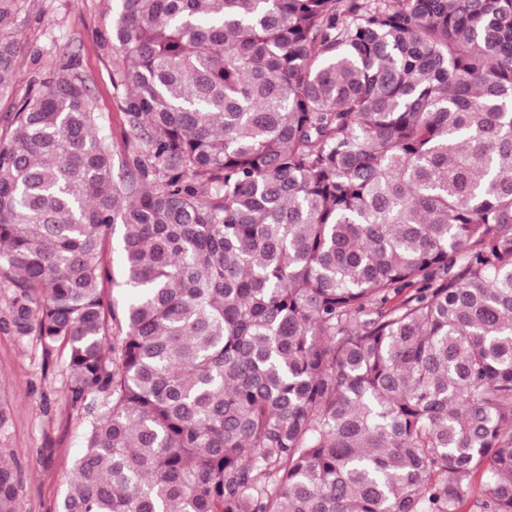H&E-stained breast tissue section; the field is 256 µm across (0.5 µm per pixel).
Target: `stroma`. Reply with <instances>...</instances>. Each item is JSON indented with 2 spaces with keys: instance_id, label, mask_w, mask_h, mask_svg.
Instances as JSON below:
<instances>
[{
  "instance_id": "obj_1",
  "label": "stroma",
  "mask_w": 512,
  "mask_h": 512,
  "mask_svg": "<svg viewBox=\"0 0 512 512\" xmlns=\"http://www.w3.org/2000/svg\"><path fill=\"white\" fill-rule=\"evenodd\" d=\"M9 35L19 43L18 79L0 92V136L43 79L62 72L86 78L98 122L114 151L125 145L122 91L112 85L109 41L117 0H6ZM66 351L44 362L37 336L20 339L0 327V453L20 476V512H58L82 452L85 416L68 399Z\"/></svg>"
}]
</instances>
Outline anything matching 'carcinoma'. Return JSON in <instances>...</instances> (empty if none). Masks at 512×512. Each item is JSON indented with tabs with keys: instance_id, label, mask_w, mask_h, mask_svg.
Segmentation results:
<instances>
[{
	"instance_id": "carcinoma-1",
	"label": "carcinoma",
	"mask_w": 512,
	"mask_h": 512,
	"mask_svg": "<svg viewBox=\"0 0 512 512\" xmlns=\"http://www.w3.org/2000/svg\"><path fill=\"white\" fill-rule=\"evenodd\" d=\"M119 2L125 151L77 73L0 142L61 512H512V0Z\"/></svg>"
}]
</instances>
